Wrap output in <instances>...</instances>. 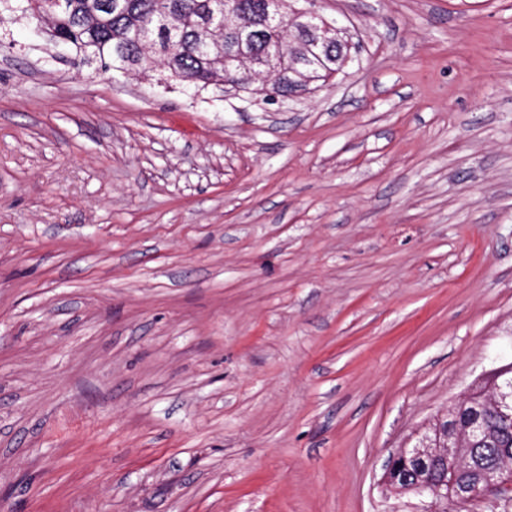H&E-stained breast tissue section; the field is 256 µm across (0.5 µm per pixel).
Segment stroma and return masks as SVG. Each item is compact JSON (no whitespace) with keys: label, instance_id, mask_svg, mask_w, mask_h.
I'll list each match as a JSON object with an SVG mask.
<instances>
[{"label":"stroma","instance_id":"1","mask_svg":"<svg viewBox=\"0 0 512 512\" xmlns=\"http://www.w3.org/2000/svg\"><path fill=\"white\" fill-rule=\"evenodd\" d=\"M278 102L0 25V512H418L512 363V0H322ZM474 385L459 395L451 404L453 415L464 414L469 419L468 426L462 431L445 430L443 440L432 442L422 436L412 447L400 448L390 455L384 464L383 483L395 491L403 487L412 490L421 497H431L441 493L443 481L435 476L443 466L452 463L454 472L462 475L459 483L454 485L451 496L453 502L468 504L480 502L493 493L500 499L512 496V459L509 465L481 478L468 480L465 477L469 469V448L479 443L485 435L481 408L470 407V396ZM459 426L465 423L463 415L456 422ZM413 480L412 485L407 482Z\"/></svg>","mask_w":512,"mask_h":512}]
</instances>
